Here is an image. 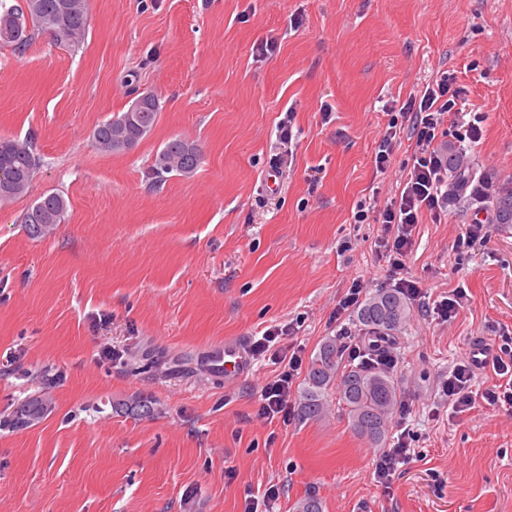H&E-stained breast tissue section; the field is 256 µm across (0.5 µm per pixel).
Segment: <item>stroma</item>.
Here are the masks:
<instances>
[{
	"instance_id": "obj_1",
	"label": "stroma",
	"mask_w": 512,
	"mask_h": 512,
	"mask_svg": "<svg viewBox=\"0 0 512 512\" xmlns=\"http://www.w3.org/2000/svg\"><path fill=\"white\" fill-rule=\"evenodd\" d=\"M276 41L270 56L258 47ZM454 74L464 112H481L467 156L512 182V0H91L83 43L35 34L0 46V137H33L41 166L26 195L0 203V417L48 397L54 411L0 429V512H243L278 488L275 512L317 497L323 512H512V406L433 417L442 381L473 336L512 337V224L463 199L423 219L401 277L431 299L465 288L440 324L411 307L391 371L417 461L392 492L374 480L391 445L358 436L337 386L313 419H260L278 366L252 358L238 379L209 372L212 348L252 344L273 326L311 363L357 308L352 282L390 288L377 224L358 209L398 195L415 140L402 130L385 172L375 149L386 104ZM162 106L132 150L99 153L92 134L124 111L131 86ZM294 110V161L272 175L282 112ZM202 155L191 178L156 182L173 137ZM66 218L49 237L22 223L43 193ZM487 240L455 241L473 220ZM188 356L192 373H139L142 352ZM140 395L154 411L113 412Z\"/></svg>"
}]
</instances>
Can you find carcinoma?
Returning a JSON list of instances; mask_svg holds the SVG:
<instances>
[{
	"label": "carcinoma",
	"instance_id": "cac0c4a2",
	"mask_svg": "<svg viewBox=\"0 0 512 512\" xmlns=\"http://www.w3.org/2000/svg\"><path fill=\"white\" fill-rule=\"evenodd\" d=\"M89 0H22L7 4L0 0V43L24 50L32 37L48 33L60 41L78 45L85 39ZM161 112L160 99L150 94L140 109L133 106L100 122L93 131L95 148L104 154H122L137 146L156 126ZM201 163L194 142L176 137L156 154L155 177L168 174L191 177ZM40 159L32 138H0V202L24 195L39 168ZM498 223L512 224V188L501 192L492 203ZM67 213L65 198L56 192L42 195L24 214L29 236L39 239L51 235L63 223ZM409 313L400 294L381 291L359 309L358 321L374 340L381 342L398 331ZM336 340H327L312 360L298 412L303 419L316 417L323 408V390L339 381V397L346 406L355 432L378 441L382 438L389 411L397 402V390L384 373L360 368L338 372ZM115 412L147 415L154 411L151 400L137 396L112 405ZM54 410L48 398H29L0 419V427L23 429L33 426Z\"/></svg>",
	"mask_w": 512,
	"mask_h": 512
}]
</instances>
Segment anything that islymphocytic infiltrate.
I'll use <instances>...</instances> for the list:
<instances>
[{"mask_svg": "<svg viewBox=\"0 0 512 512\" xmlns=\"http://www.w3.org/2000/svg\"><path fill=\"white\" fill-rule=\"evenodd\" d=\"M459 89L451 74H441L432 85L426 87L420 98L408 99L390 118L386 131L375 152V166L385 169L396 144L399 120L409 121L415 139L411 164L403 179L399 197L374 216V223L381 226L379 246L391 271L403 267L404 257L412 245V233L423 219L441 223L452 206L456 192L448 186V160L436 144L437 131L449 118L458 117L456 101ZM281 329L266 330L253 343L256 355L272 354L279 370L273 380L261 388L259 414L267 419L288 418L292 413L289 402L291 388L300 374L303 359L297 350L277 347ZM492 370L498 384L480 389L475 384V366L470 359L457 363L441 384V393L453 413L467 411L486 401L494 405L500 402L512 405V350H502L496 355ZM415 456L412 437L407 427H399L391 448L385 449L375 464V478L384 491H391L396 474Z\"/></svg>", "mask_w": 512, "mask_h": 512, "instance_id": "obj_1", "label": "lymphocytic infiltrate"}]
</instances>
